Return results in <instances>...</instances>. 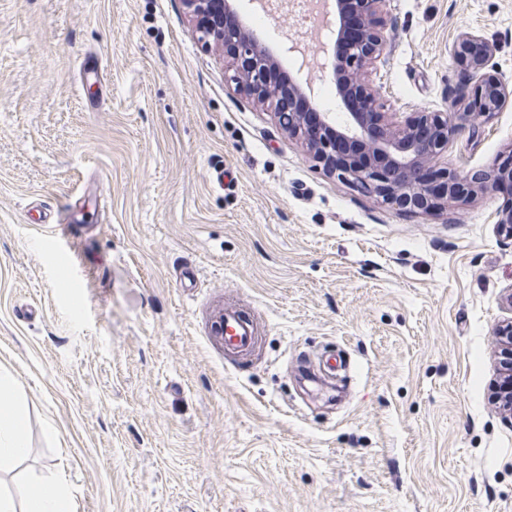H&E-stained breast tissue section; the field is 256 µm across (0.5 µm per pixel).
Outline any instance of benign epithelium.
Here are the masks:
<instances>
[{"label":"benign epithelium","mask_w":512,"mask_h":512,"mask_svg":"<svg viewBox=\"0 0 512 512\" xmlns=\"http://www.w3.org/2000/svg\"><path fill=\"white\" fill-rule=\"evenodd\" d=\"M184 4L204 45L222 48L231 58L230 81L244 94L271 105L288 133L313 151L323 170L410 212L424 213L512 183V163L494 162L471 177L442 168L436 173L437 185L422 174V168L448 151V145L471 126L473 116L490 122L512 97V91L489 71L497 48L483 36L465 32L453 49L458 64L477 77L470 101L475 112H387L368 78V70L385 61L384 32L396 27L385 0H320L323 26L336 40L346 35L350 14L357 16L361 28L345 60L323 48L320 78L334 85L344 109L338 121L333 113L318 111L302 85L270 84L268 73L278 64L274 51L253 34L224 26V16L236 14L230 0H184ZM495 335L509 379L498 403L512 416V322L497 328Z\"/></svg>","instance_id":"benign-epithelium-1"}]
</instances>
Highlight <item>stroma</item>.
<instances>
[{
  "label": "stroma",
  "instance_id": "35a3bbf8",
  "mask_svg": "<svg viewBox=\"0 0 512 512\" xmlns=\"http://www.w3.org/2000/svg\"><path fill=\"white\" fill-rule=\"evenodd\" d=\"M235 7L300 42L282 71L330 88L290 0ZM385 9L386 108L466 105V31L499 43L512 88V0ZM230 68L182 0H0V370L30 444L0 491L62 488L76 512H512L492 398L512 191L397 210L325 174ZM511 155L512 102L444 161ZM229 292L268 324L240 366L211 334ZM324 352L347 363L328 389L305 379Z\"/></svg>",
  "mask_w": 512,
  "mask_h": 512
}]
</instances>
